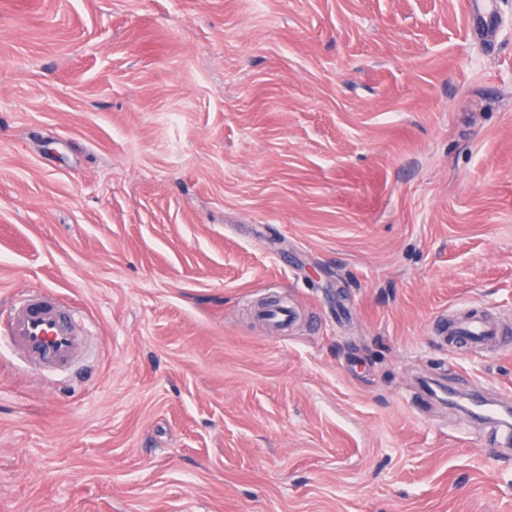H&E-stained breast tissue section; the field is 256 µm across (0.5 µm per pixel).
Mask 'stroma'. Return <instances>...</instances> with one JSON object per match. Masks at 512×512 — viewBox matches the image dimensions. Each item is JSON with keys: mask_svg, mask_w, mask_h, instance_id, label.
<instances>
[{"mask_svg": "<svg viewBox=\"0 0 512 512\" xmlns=\"http://www.w3.org/2000/svg\"><path fill=\"white\" fill-rule=\"evenodd\" d=\"M0 512H512V0H0ZM296 319L270 335L257 302ZM495 0H469V27L475 34L489 33L495 28ZM4 332L29 363L45 369L66 368L86 347L71 309L45 293L19 301L5 322ZM453 327L454 340L466 343H481L496 334L483 318L477 316H468Z\"/></svg>", "mask_w": 512, "mask_h": 512, "instance_id": "obj_1", "label": "stroma"}]
</instances>
